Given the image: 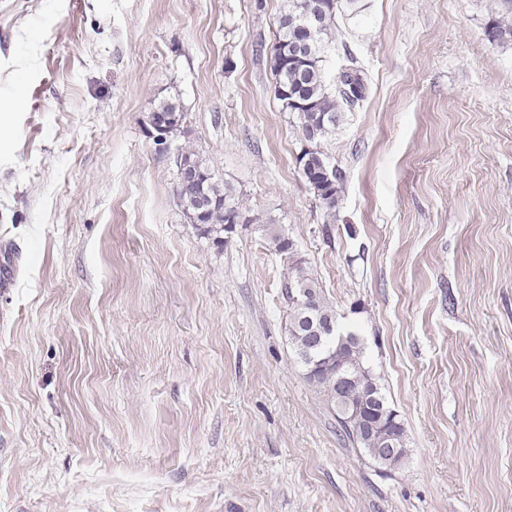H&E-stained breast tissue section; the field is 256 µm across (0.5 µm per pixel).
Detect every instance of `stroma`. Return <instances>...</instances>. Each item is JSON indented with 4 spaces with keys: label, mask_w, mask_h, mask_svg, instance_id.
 Masks as SVG:
<instances>
[{
    "label": "stroma",
    "mask_w": 512,
    "mask_h": 512,
    "mask_svg": "<svg viewBox=\"0 0 512 512\" xmlns=\"http://www.w3.org/2000/svg\"><path fill=\"white\" fill-rule=\"evenodd\" d=\"M494 0H358L335 220L275 92L282 0H0V512H512V48ZM242 207L185 219L147 115ZM292 237L406 429L345 443L288 342ZM496 7L485 25L488 40L502 46H512V0H495ZM151 112L152 113H150V117L148 119V133L152 139L153 146L164 153H168L172 150V141L167 137L165 132V124L159 121L153 113L164 112L169 115H175L177 117L175 120L177 125L171 129V138L174 139L178 133H184V112H182V109L178 103L170 100L160 102ZM330 403V402H329ZM331 410L334 412L336 417V422L339 427V433L343 437V439L347 440L353 448H358L365 455L370 457L371 452L370 448H377V452L380 456H388L390 454L395 453L398 448H394L396 445V436L393 433V430L387 428L384 430L381 436V447L379 448V441L377 436H373L369 441H366L362 438L361 434L355 433V428L358 425V420L355 419L350 423V428H348L342 421L338 418V409L335 408L334 405L330 403Z\"/></svg>",
    "instance_id": "1"
}]
</instances>
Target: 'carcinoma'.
Segmentation results:
<instances>
[{
    "label": "carcinoma",
    "mask_w": 512,
    "mask_h": 512,
    "mask_svg": "<svg viewBox=\"0 0 512 512\" xmlns=\"http://www.w3.org/2000/svg\"><path fill=\"white\" fill-rule=\"evenodd\" d=\"M321 0H284L278 18L276 45L273 49L272 69L276 77V95L282 108L295 115L297 131L300 139L304 140L311 130H316V141L309 148L302 149L298 161L302 162L301 174L314 171H331L332 180L326 178L309 186L315 197L321 202L326 216L336 219V210L341 200L345 176L334 167L323 149V144L336 134L341 114L346 107L365 97V84L360 73L355 68L348 70L355 73L354 86L346 89L341 87L342 76H327L324 68L325 54L330 45L336 41V17L342 12L344 0H336V7L325 11L320 21V39L311 49L313 61L309 67L301 70L285 62L279 50L288 46L293 30L297 28L310 12L319 11ZM496 7L489 14L485 25L488 40L502 46H512V0H495ZM156 112H164L176 116V126L171 129V136L184 132V112L174 101L160 102ZM176 197L184 213L189 215L194 211H204L206 232L220 234L230 227V221L240 216L239 205L224 189L222 182L215 173L204 175L198 182V187L176 186ZM284 288H298L315 299V310L312 314L320 325L321 335L326 337L323 346L313 347L307 335L302 331L304 316L308 311L292 297H287L289 306L288 335L295 356L299 363L307 368L316 360L322 361V367L313 371L308 379L317 386L323 394H328L339 368L348 369L357 380L350 397L353 405L365 403L368 395L378 396L376 408H383L387 403L382 393L377 377L364 361V352L359 337L344 330V342L336 343V335L329 334L330 322L337 320L336 310L325 300L321 286L304 260L288 262V280ZM339 433L343 439L361 450L365 455H371L370 449L379 447L378 437L366 441L362 435L355 433L358 420L350 425L337 421Z\"/></svg>",
    "instance_id": "obj_1"
}]
</instances>
